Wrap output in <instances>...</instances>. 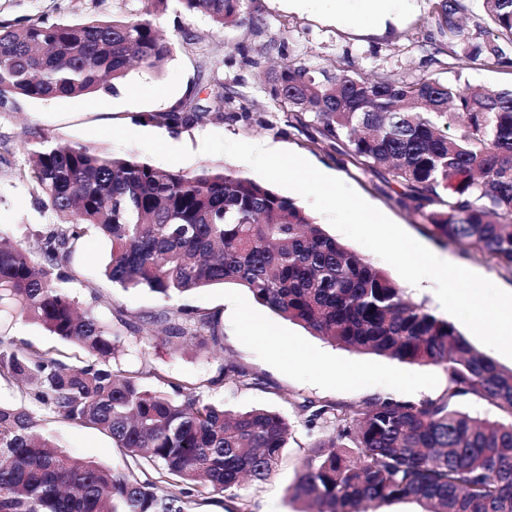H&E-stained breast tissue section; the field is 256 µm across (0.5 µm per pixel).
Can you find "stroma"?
I'll list each match as a JSON object with an SVG mask.
<instances>
[{
	"instance_id": "obj_1",
	"label": "stroma",
	"mask_w": 512,
	"mask_h": 512,
	"mask_svg": "<svg viewBox=\"0 0 512 512\" xmlns=\"http://www.w3.org/2000/svg\"><path fill=\"white\" fill-rule=\"evenodd\" d=\"M141 0H0V23L26 18L48 22H79L96 14L122 18L136 13ZM435 0H422L419 10L402 18L385 34H368L356 25H336L326 17L289 10L287 0H247L246 19L237 27L216 29L204 13L185 15L178 0H168L159 19L163 34L175 50L160 68H133L114 89L77 98L14 99L0 106V234L14 243H27L51 224L40 212L17 172L27 166L24 142L28 132L41 131L60 142H81L107 148L117 155H132L163 168L193 171L204 165L223 164L253 177L246 163L225 155L202 153L204 136L216 133L230 140L271 144L295 152L319 169L332 171L362 198L379 209L428 249L459 262L512 290V268L476 252L438 243L428 236L420 212L399 205V187L355 167L347 157L322 143H313L285 109L268 96L259 76L271 66L293 63L331 72L347 70L371 79L388 75L414 82L436 78L460 89L512 85V67H500L465 54L429 60L442 36L434 17ZM190 39H183V32ZM221 83L236 93L224 114L204 113L188 128L172 129L149 121L189 97L207 98ZM109 244L88 232L81 251L71 262L78 280L74 294L81 304L95 305L101 317L112 308L143 318L138 352L122 356L124 370L150 369L144 377L153 385L154 373L188 387L199 388L207 401L232 411L262 407L296 423L283 457L260 488L246 486L240 493L253 503V512H294L286 490L295 470L316 437L331 434L334 426L321 422L307 427L305 402L358 405L367 398L390 395L419 402L440 396L447 388L442 367L401 362L384 356L357 354L312 336L258 304L244 288L234 284L205 288L184 295L182 304L202 313L217 314L222 341L208 351L186 343L166 345L146 316L156 312L160 300L146 290L112 287L100 274L99 263ZM18 343L78 362L82 353L36 324L19 320L11 329ZM234 363L256 377L242 387L221 380L219 372ZM45 429L73 456L112 466L120 458L111 439L96 430L50 418Z\"/></svg>"
}]
</instances>
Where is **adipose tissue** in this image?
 Segmentation results:
<instances>
[{
    "instance_id": "obj_1",
    "label": "adipose tissue",
    "mask_w": 512,
    "mask_h": 512,
    "mask_svg": "<svg viewBox=\"0 0 512 512\" xmlns=\"http://www.w3.org/2000/svg\"><path fill=\"white\" fill-rule=\"evenodd\" d=\"M296 10H315L336 23H356L383 33L417 7L416 0H289Z\"/></svg>"
}]
</instances>
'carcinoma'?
<instances>
[{
	"instance_id": "1",
	"label": "carcinoma",
	"mask_w": 512,
	"mask_h": 512,
	"mask_svg": "<svg viewBox=\"0 0 512 512\" xmlns=\"http://www.w3.org/2000/svg\"><path fill=\"white\" fill-rule=\"evenodd\" d=\"M224 29L241 22L246 0H179ZM125 18L81 22L40 18L0 24V105L79 97L124 78L133 64L157 67L175 44L158 30L168 0ZM484 38L465 35L457 0L434 11L455 55L512 67V0H485ZM276 103L295 121L370 173L387 172L399 202L423 212L440 243L486 253L512 267V87L468 93L437 79L359 80L288 65L263 75ZM232 97L219 84L208 106L190 97L150 119L189 127L204 112L223 114ZM40 206L57 223L31 246L0 243V378L29 391L32 405L0 404V512H199L224 498L252 512L236 493L259 486L278 466L294 432L265 409L231 415L196 387L155 372L119 367L137 349L140 326L117 307L109 320L79 306L65 265L87 232L110 244L104 274L115 288L146 289L163 307L149 316L169 344L201 349L220 341L218 317L174 305L201 288L235 284L254 300L327 342L407 363L439 365L448 387L419 403L368 398L356 407L302 405L306 423L331 417L299 462L287 496L301 512H376L410 500L423 512H512V370L500 368L449 321L409 300L367 257L328 235L294 199L222 165L193 172L155 167L132 155L46 134L26 142ZM31 320L84 351L78 364L15 343L7 321ZM224 379L253 384L227 364ZM488 402L493 418L461 400ZM94 428L119 448V466L69 455L39 428L38 413ZM180 487L176 494L163 485Z\"/></svg>"
}]
</instances>
